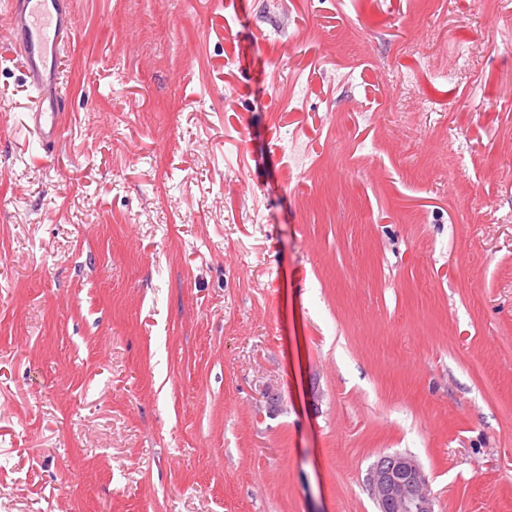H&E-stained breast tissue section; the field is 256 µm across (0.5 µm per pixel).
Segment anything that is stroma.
I'll return each instance as SVG.
<instances>
[{
    "label": "stroma",
    "mask_w": 512,
    "mask_h": 512,
    "mask_svg": "<svg viewBox=\"0 0 512 512\" xmlns=\"http://www.w3.org/2000/svg\"><path fill=\"white\" fill-rule=\"evenodd\" d=\"M72 13L49 155L0 36V512H512V0ZM367 482L380 512H434L428 479L412 455L381 456Z\"/></svg>",
    "instance_id": "35a3bbf8"
}]
</instances>
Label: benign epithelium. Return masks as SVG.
I'll return each mask as SVG.
<instances>
[{"label":"benign epithelium","instance_id":"benign-epithelium-1","mask_svg":"<svg viewBox=\"0 0 512 512\" xmlns=\"http://www.w3.org/2000/svg\"><path fill=\"white\" fill-rule=\"evenodd\" d=\"M367 482L379 512H434L428 479L411 455L380 457L369 470Z\"/></svg>","mask_w":512,"mask_h":512}]
</instances>
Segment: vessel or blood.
I'll list each match as a JSON object with an SVG mask.
<instances>
[{"mask_svg":"<svg viewBox=\"0 0 512 512\" xmlns=\"http://www.w3.org/2000/svg\"><path fill=\"white\" fill-rule=\"evenodd\" d=\"M0 32L15 39L22 52L27 85L42 91L45 84H60L59 60L71 34L63 16L62 0H8L0 10ZM62 102L50 101L31 114V129L41 147L51 148L62 134Z\"/></svg>","mask_w":512,"mask_h":512,"instance_id":"obj_1","label":"vessel or blood"}]
</instances>
